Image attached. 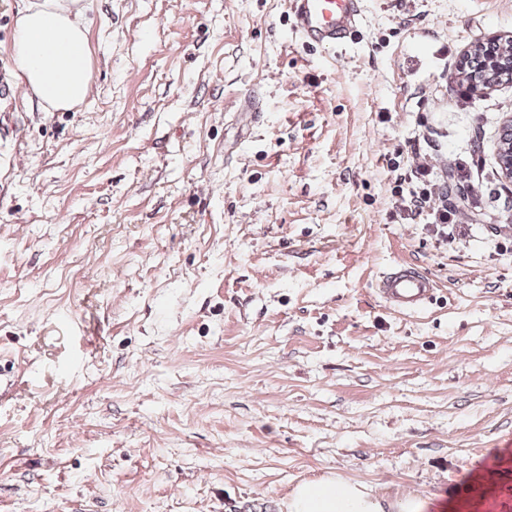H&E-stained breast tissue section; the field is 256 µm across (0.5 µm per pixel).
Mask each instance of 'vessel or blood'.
<instances>
[{"label":"vessel or blood","instance_id":"b4317fda","mask_svg":"<svg viewBox=\"0 0 512 512\" xmlns=\"http://www.w3.org/2000/svg\"><path fill=\"white\" fill-rule=\"evenodd\" d=\"M292 26L308 45L336 49L353 43L362 20L361 0H289ZM378 293L393 310L421 311L432 299L433 279L413 265H399L383 273Z\"/></svg>","mask_w":512,"mask_h":512}]
</instances>
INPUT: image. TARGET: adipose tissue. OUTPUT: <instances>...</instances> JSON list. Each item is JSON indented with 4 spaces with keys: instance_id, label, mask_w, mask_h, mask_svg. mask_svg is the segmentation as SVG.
<instances>
[{
    "instance_id": "1",
    "label": "adipose tissue",
    "mask_w": 512,
    "mask_h": 512,
    "mask_svg": "<svg viewBox=\"0 0 512 512\" xmlns=\"http://www.w3.org/2000/svg\"><path fill=\"white\" fill-rule=\"evenodd\" d=\"M80 0H28L15 19L11 44L14 73L43 111H66L88 95L92 54ZM288 512H386L367 487H338L326 476L299 484Z\"/></svg>"
}]
</instances>
